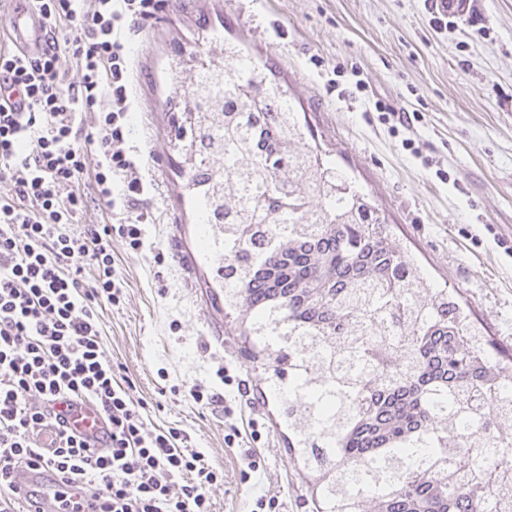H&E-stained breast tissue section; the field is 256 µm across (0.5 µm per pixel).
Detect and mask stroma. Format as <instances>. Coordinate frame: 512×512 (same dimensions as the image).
<instances>
[{"label": "stroma", "instance_id": "1", "mask_svg": "<svg viewBox=\"0 0 512 512\" xmlns=\"http://www.w3.org/2000/svg\"><path fill=\"white\" fill-rule=\"evenodd\" d=\"M431 0H162L132 25L136 110L127 145L152 189L144 246L113 238L120 305L101 311L106 357L148 404V427L178 428L222 471L212 512H316L317 496L288 451L279 416L287 388L247 356L252 346L205 280L199 214L183 197L165 68L177 52L236 40L287 83L323 153L371 194L397 239L433 280L456 289L497 349L512 354V0H472L468 14L432 23ZM220 41H213V34ZM230 371L256 394L225 420ZM255 421L259 468L244 473L226 447L230 423Z\"/></svg>", "mask_w": 512, "mask_h": 512}]
</instances>
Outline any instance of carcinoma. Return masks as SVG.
<instances>
[{
  "label": "carcinoma",
  "instance_id": "cac0c4a2",
  "mask_svg": "<svg viewBox=\"0 0 512 512\" xmlns=\"http://www.w3.org/2000/svg\"><path fill=\"white\" fill-rule=\"evenodd\" d=\"M170 69L186 190L224 224V312L288 376L283 415L320 512H512V368L456 291L437 288L391 225L308 144L288 89L257 60L213 82L224 52ZM224 160L215 178L196 172Z\"/></svg>",
  "mask_w": 512,
  "mask_h": 512
}]
</instances>
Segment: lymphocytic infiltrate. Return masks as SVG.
<instances>
[{
  "label": "lymphocytic infiltrate",
  "instance_id": "lymphocytic-infiltrate-1",
  "mask_svg": "<svg viewBox=\"0 0 512 512\" xmlns=\"http://www.w3.org/2000/svg\"><path fill=\"white\" fill-rule=\"evenodd\" d=\"M24 6L42 19L39 50L0 39V180L14 188L0 198V512H21L25 470L61 482L56 512H211L221 473L180 430L147 428L145 401L104 354L99 314L122 297L113 237L143 246L144 184L126 146L134 96L125 29L153 17L160 0ZM16 93L25 111L11 105ZM82 111L97 114L86 133L76 126ZM87 175L113 221L78 230ZM84 402L108 423L105 448L65 426L60 406Z\"/></svg>",
  "mask_w": 512,
  "mask_h": 512
}]
</instances>
